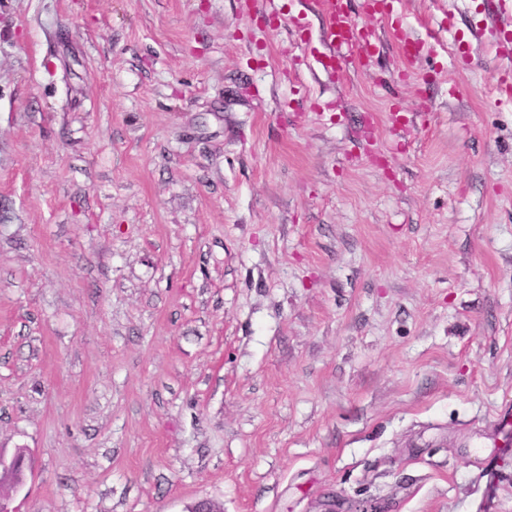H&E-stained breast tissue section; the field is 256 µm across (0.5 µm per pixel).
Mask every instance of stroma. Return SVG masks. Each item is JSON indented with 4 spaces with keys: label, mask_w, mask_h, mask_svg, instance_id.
Instances as JSON below:
<instances>
[{
    "label": "stroma",
    "mask_w": 512,
    "mask_h": 512,
    "mask_svg": "<svg viewBox=\"0 0 512 512\" xmlns=\"http://www.w3.org/2000/svg\"><path fill=\"white\" fill-rule=\"evenodd\" d=\"M394 7L332 78L303 0H0L12 512H512V61ZM361 13L367 17H379L384 20L402 61L411 64L423 49L422 43L402 28L401 17L393 11L388 0H361Z\"/></svg>",
    "instance_id": "obj_1"
}]
</instances>
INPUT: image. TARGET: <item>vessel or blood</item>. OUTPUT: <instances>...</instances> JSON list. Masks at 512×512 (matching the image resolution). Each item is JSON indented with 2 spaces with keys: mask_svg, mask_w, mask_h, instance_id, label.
<instances>
[{
  "mask_svg": "<svg viewBox=\"0 0 512 512\" xmlns=\"http://www.w3.org/2000/svg\"><path fill=\"white\" fill-rule=\"evenodd\" d=\"M308 9L322 16L326 28L327 51L321 63L331 73H339L351 66L369 62L379 55L382 40L371 18L384 20L401 59L412 63L423 49L422 43L402 28V19L392 8L390 0H305ZM368 23H361V16ZM490 29L499 33L497 52H504L512 43V0H496L495 12L489 15Z\"/></svg>",
  "mask_w": 512,
  "mask_h": 512,
  "instance_id": "obj_1",
  "label": "vessel or blood"
}]
</instances>
